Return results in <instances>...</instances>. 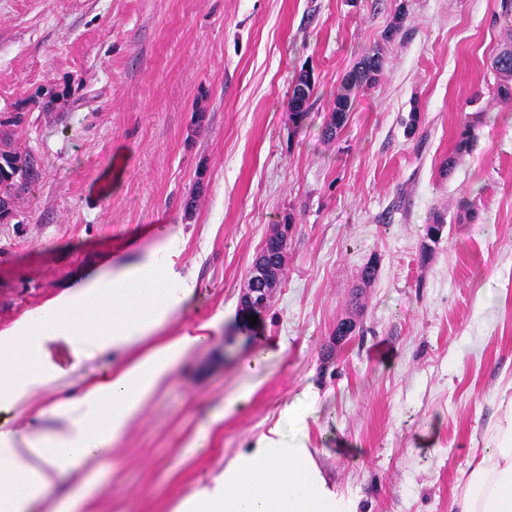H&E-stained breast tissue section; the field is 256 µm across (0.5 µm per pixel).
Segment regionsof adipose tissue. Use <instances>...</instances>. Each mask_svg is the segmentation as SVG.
Returning a JSON list of instances; mask_svg holds the SVG:
<instances>
[{
    "label": "adipose tissue",
    "mask_w": 512,
    "mask_h": 512,
    "mask_svg": "<svg viewBox=\"0 0 512 512\" xmlns=\"http://www.w3.org/2000/svg\"><path fill=\"white\" fill-rule=\"evenodd\" d=\"M181 235L170 231L140 262L93 275L46 303L32 317L0 331V410L24 405L61 375L54 348L143 350L81 396L51 403L62 432L30 435L0 423V512H98L93 493L79 499L58 493L74 467L95 470L145 402L164 385L175 364L203 347L206 335L158 338V331L193 295L192 279L165 287L181 255ZM176 512H358L354 498L328 488L310 448L295 440L261 436L228 459L210 485L185 498ZM451 512H512V404L487 445L470 451Z\"/></svg>",
    "instance_id": "ef3b65f1"
}]
</instances>
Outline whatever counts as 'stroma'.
Segmentation results:
<instances>
[{
    "instance_id": "obj_1",
    "label": "stroma",
    "mask_w": 512,
    "mask_h": 512,
    "mask_svg": "<svg viewBox=\"0 0 512 512\" xmlns=\"http://www.w3.org/2000/svg\"><path fill=\"white\" fill-rule=\"evenodd\" d=\"M511 42L501 0H0V116L23 112L14 148L40 161L0 224V330L174 227L197 287L161 333L212 338L63 490L94 485L100 512H175L277 426L359 512H449L512 402V101L489 66ZM375 47L381 75L327 138L336 90ZM304 69L316 90L296 125ZM41 86L63 99L29 105ZM281 224L285 265L253 322L242 295ZM344 319L357 330L340 343ZM82 350L57 349L66 379L8 420L61 430L35 409L117 362Z\"/></svg>"
}]
</instances>
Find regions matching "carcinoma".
<instances>
[{"label": "carcinoma", "instance_id": "1", "mask_svg": "<svg viewBox=\"0 0 512 512\" xmlns=\"http://www.w3.org/2000/svg\"><path fill=\"white\" fill-rule=\"evenodd\" d=\"M491 71L495 77L494 91L496 95L504 100L512 99V47L501 49L492 57L490 63ZM382 70V55L379 49L374 48L359 63L357 68L349 75L348 88H359L373 83ZM350 98L349 95L338 91L334 98V112L326 133L333 137L344 125L347 119ZM21 120L15 116L11 120H0V221L7 220L13 213L14 199L21 191L35 181L37 177L38 161L31 154L19 155L8 150L12 141V130L9 126L17 125ZM287 242L276 237L269 236L266 240L264 250L268 258L285 257Z\"/></svg>", "mask_w": 512, "mask_h": 512}]
</instances>
